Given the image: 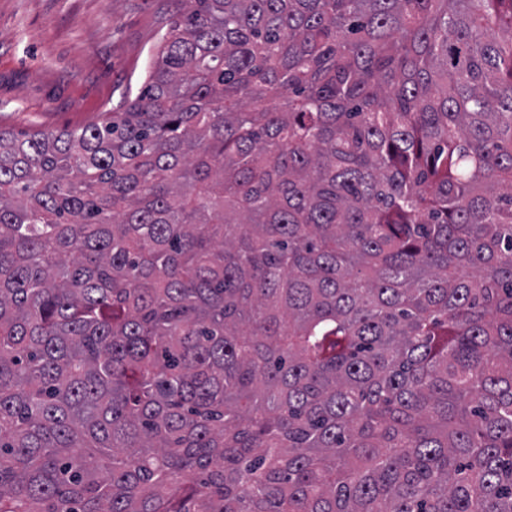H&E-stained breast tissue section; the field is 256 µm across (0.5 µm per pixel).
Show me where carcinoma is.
I'll list each match as a JSON object with an SVG mask.
<instances>
[{
	"instance_id": "cac0c4a2",
	"label": "carcinoma",
	"mask_w": 512,
	"mask_h": 512,
	"mask_svg": "<svg viewBox=\"0 0 512 512\" xmlns=\"http://www.w3.org/2000/svg\"><path fill=\"white\" fill-rule=\"evenodd\" d=\"M179 2L0 128V512H512V0Z\"/></svg>"
}]
</instances>
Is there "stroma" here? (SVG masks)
<instances>
[{
	"instance_id": "1",
	"label": "stroma",
	"mask_w": 512,
	"mask_h": 512,
	"mask_svg": "<svg viewBox=\"0 0 512 512\" xmlns=\"http://www.w3.org/2000/svg\"><path fill=\"white\" fill-rule=\"evenodd\" d=\"M177 0H0V127L77 128L141 88Z\"/></svg>"
}]
</instances>
